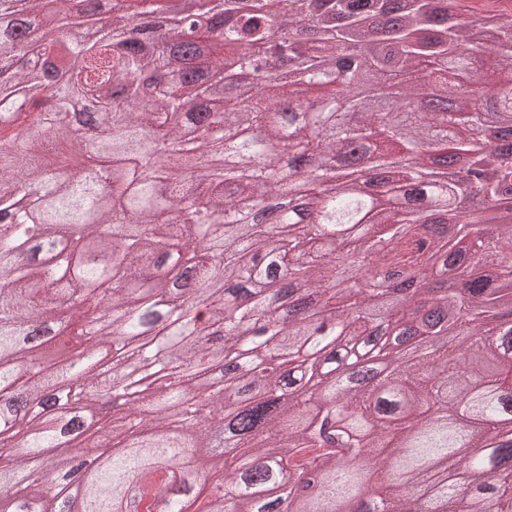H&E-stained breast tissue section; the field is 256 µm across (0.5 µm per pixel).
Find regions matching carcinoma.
<instances>
[{"instance_id":"carcinoma-1","label":"carcinoma","mask_w":512,"mask_h":512,"mask_svg":"<svg viewBox=\"0 0 512 512\" xmlns=\"http://www.w3.org/2000/svg\"><path fill=\"white\" fill-rule=\"evenodd\" d=\"M68 2L66 25L98 21ZM210 2L220 31L181 18L196 49L164 37L166 0H123L97 37L17 55L39 0H0V382L63 393L76 415L112 395L104 435L80 444L107 451L82 482L91 512L159 470L176 512H512V18L453 0ZM60 77L97 109L90 143L48 118L68 108ZM36 138L111 165L112 200L30 153ZM469 155L485 174L442 171ZM280 192L298 205L244 223ZM376 269L391 288L458 279L437 303L447 327L423 328L426 298L378 302L360 287ZM300 286L320 300L294 320ZM63 318L66 341L103 348L48 371L31 324ZM383 325L395 344L436 339L373 387L336 375L387 344ZM109 352L143 369L132 411L94 365ZM213 369L222 394L201 381ZM227 405L231 453L214 439ZM18 421L0 512H58L59 417L0 405V425ZM313 470L319 493H283ZM215 476L237 495H213Z\"/></svg>"}]
</instances>
